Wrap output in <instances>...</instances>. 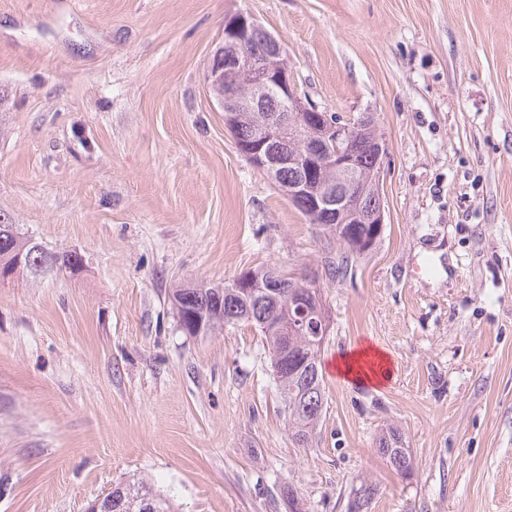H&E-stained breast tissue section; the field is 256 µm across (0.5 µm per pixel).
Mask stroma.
I'll list each match as a JSON object with an SVG mask.
<instances>
[{
    "mask_svg": "<svg viewBox=\"0 0 512 512\" xmlns=\"http://www.w3.org/2000/svg\"><path fill=\"white\" fill-rule=\"evenodd\" d=\"M251 13L319 109L388 143L375 246H340L238 152L204 81ZM0 214L78 270L0 286V512H86L132 477L176 512H512V0H0ZM320 278L326 404L294 443L254 327L168 300ZM364 345L384 384L330 367ZM404 435L403 476L376 450Z\"/></svg>",
    "mask_w": 512,
    "mask_h": 512,
    "instance_id": "35a3bbf8",
    "label": "stroma"
}]
</instances>
